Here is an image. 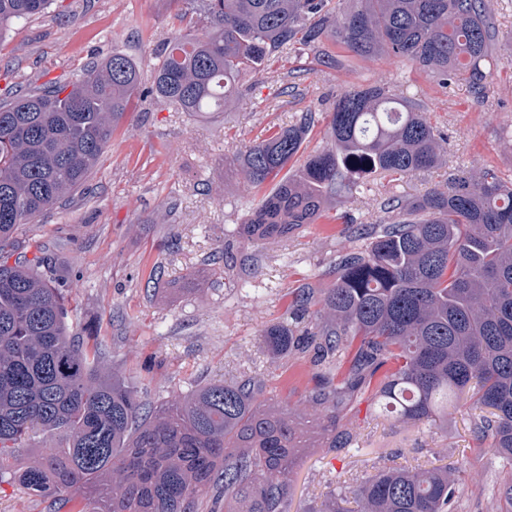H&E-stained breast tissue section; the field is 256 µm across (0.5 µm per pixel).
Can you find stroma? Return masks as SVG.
Returning a JSON list of instances; mask_svg holds the SVG:
<instances>
[{"instance_id":"obj_1","label":"stroma","mask_w":512,"mask_h":512,"mask_svg":"<svg viewBox=\"0 0 512 512\" xmlns=\"http://www.w3.org/2000/svg\"><path fill=\"white\" fill-rule=\"evenodd\" d=\"M185 0H52L29 20L0 35V102L13 94L65 81L118 50L138 63L143 90L75 194L33 223L19 225L12 257L51 254L67 289L73 334L94 338L106 365L153 403L210 383L257 376L263 403L299 405L319 371L311 353L273 352L261 332L289 321L292 292L335 279L338 251L352 246L336 214L347 211L374 224L385 194L414 196L445 184L454 168L494 166L512 179V65L493 77L495 94L475 98L464 82L440 87L409 63L381 55L357 65L319 67L292 81L290 69L308 56L273 55L265 72L241 82L243 101L201 117L145 95L168 41L186 25ZM422 99L431 122L453 133L442 166L392 182L369 180L366 199L331 202L320 223L305 224L287 240L244 243L239 224L259 195L224 161L308 109L330 112L341 91L380 77ZM225 250L236 266L212 256ZM349 448H319L299 462L288 512H317L336 489L360 483L382 466L457 468V512H496L492 497L512 470L477 445L466 412L444 429L375 417L369 397L341 414ZM35 435L0 468V512H47V499L24 493L16 466L59 445Z\"/></svg>"}]
</instances>
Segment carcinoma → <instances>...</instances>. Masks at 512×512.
<instances>
[{"label": "carcinoma", "instance_id": "cac0c4a2", "mask_svg": "<svg viewBox=\"0 0 512 512\" xmlns=\"http://www.w3.org/2000/svg\"><path fill=\"white\" fill-rule=\"evenodd\" d=\"M504 0H202L199 18L170 41L152 94L191 115L222 112L241 100L242 77L280 50L308 51L322 66L386 54L441 83L463 80L492 95L490 78L512 61V34L500 31ZM49 0H0V34L47 8ZM139 67L114 51L75 79L18 93L0 104V462L39 432L63 436L57 448L13 472L23 489L64 512L73 496L91 512H148L144 479L168 512H287L291 476L313 448H346L340 413L372 385L380 416L448 425L468 409L481 445L512 465V181L496 169L460 171L448 185L381 199L390 219L361 224L356 245L336 256L327 288L303 285L292 315L319 307L303 338L293 323L262 330L279 353L312 347L321 361L347 363L321 377L306 405L258 402L264 382L210 384L160 406L104 367L102 347L71 334L66 294L47 254L8 263L18 225L28 224L86 179L129 111ZM422 100L385 80L344 90L327 113L326 144L293 176L284 174L315 127L308 110L248 146L227 164L260 191L240 225L248 241L288 237L315 224L330 199L368 192L366 178L398 179L441 163L448 131L430 123ZM288 192V216L258 232L270 202ZM276 420L288 441L263 451L246 442L255 421ZM181 456L204 478L173 462L153 476L133 448L162 452L183 430ZM456 469L383 467L336 491L326 512H455ZM497 512H512V480L497 489Z\"/></svg>", "mask_w": 512, "mask_h": 512}]
</instances>
